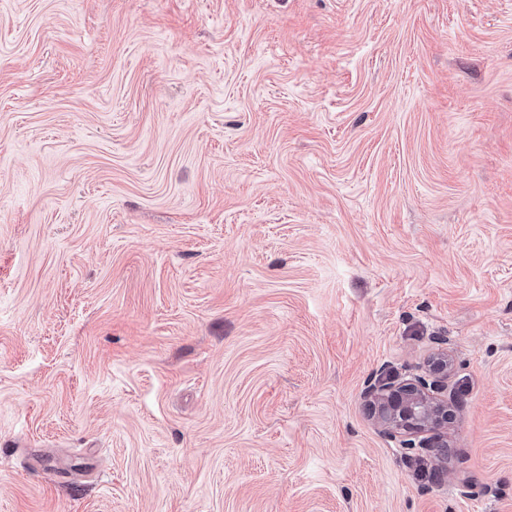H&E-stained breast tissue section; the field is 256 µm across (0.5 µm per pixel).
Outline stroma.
<instances>
[{
    "mask_svg": "<svg viewBox=\"0 0 512 512\" xmlns=\"http://www.w3.org/2000/svg\"><path fill=\"white\" fill-rule=\"evenodd\" d=\"M0 512H512V0H0ZM418 371L402 383L387 380L369 385L364 393L365 407L391 438L408 437L401 440L403 445L425 448L445 463L448 429L457 400L443 393L448 391L454 361L447 350L441 349Z\"/></svg>",
    "mask_w": 512,
    "mask_h": 512,
    "instance_id": "35a3bbf8",
    "label": "stroma"
}]
</instances>
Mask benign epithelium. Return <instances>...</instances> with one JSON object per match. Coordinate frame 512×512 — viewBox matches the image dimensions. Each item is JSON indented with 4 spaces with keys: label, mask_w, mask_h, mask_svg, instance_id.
Listing matches in <instances>:
<instances>
[{
    "label": "benign epithelium",
    "mask_w": 512,
    "mask_h": 512,
    "mask_svg": "<svg viewBox=\"0 0 512 512\" xmlns=\"http://www.w3.org/2000/svg\"><path fill=\"white\" fill-rule=\"evenodd\" d=\"M454 361L448 351L434 353L411 378L374 383L364 393L365 407L392 438L408 448H425L443 463L448 457V429L457 400L444 395Z\"/></svg>",
    "instance_id": "1"
}]
</instances>
